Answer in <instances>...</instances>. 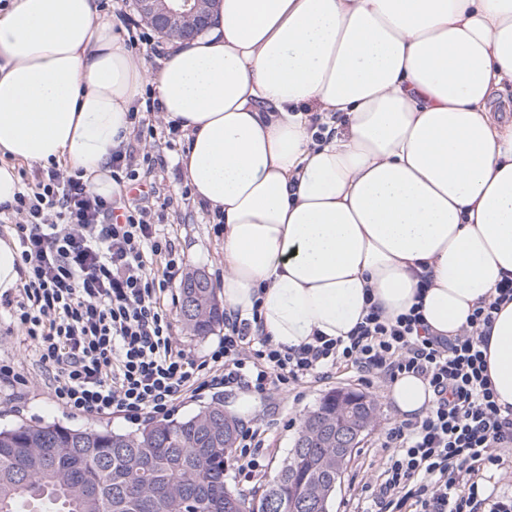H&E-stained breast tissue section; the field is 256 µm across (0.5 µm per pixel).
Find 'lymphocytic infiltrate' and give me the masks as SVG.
<instances>
[{
  "mask_svg": "<svg viewBox=\"0 0 512 512\" xmlns=\"http://www.w3.org/2000/svg\"><path fill=\"white\" fill-rule=\"evenodd\" d=\"M0 213L14 226L24 276L21 288L0 295V314L67 410L137 421L169 415L190 392L263 397L344 366L385 384L410 373L434 399L385 431L390 453L357 512H512V497L486 491L487 471L512 447V409L498 403L479 348L512 300L511 279L451 338L434 334L419 306L392 319L373 307L347 338L282 348L258 317L229 308L223 336L194 357L174 339L167 302L181 259L150 206L96 196L80 176L51 168ZM263 445L261 426L240 427L235 476L260 475Z\"/></svg>",
  "mask_w": 512,
  "mask_h": 512,
  "instance_id": "1",
  "label": "lymphocytic infiltrate"
}]
</instances>
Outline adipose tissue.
<instances>
[{
  "label": "adipose tissue",
  "instance_id": "obj_1",
  "mask_svg": "<svg viewBox=\"0 0 512 512\" xmlns=\"http://www.w3.org/2000/svg\"><path fill=\"white\" fill-rule=\"evenodd\" d=\"M152 84L194 201L224 218L226 305L273 344L347 337L370 305L422 304L452 337L512 278V0H219L206 33L135 57L92 0L0 15V205L15 162L62 164L111 197L110 160ZM333 113L314 140L308 111ZM430 280L422 288V280ZM512 407V302L487 345ZM400 414L432 391L401 376Z\"/></svg>",
  "mask_w": 512,
  "mask_h": 512
}]
</instances>
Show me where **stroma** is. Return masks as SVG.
I'll list each match as a JSON object with an SVG mask.
<instances>
[{"label":"stroma","mask_w":512,"mask_h":512,"mask_svg":"<svg viewBox=\"0 0 512 512\" xmlns=\"http://www.w3.org/2000/svg\"><path fill=\"white\" fill-rule=\"evenodd\" d=\"M184 147V135L180 132L147 144L148 152H158L166 158L165 168L155 173V194L150 206L153 211L164 212V221L183 260L184 271L205 272L218 287L224 279V237L214 232L213 217L208 209L185 193L187 180L177 161ZM1 358L13 360L19 371L28 377L29 384L19 388L0 383V422L7 424L20 416L33 421H60L75 426H95L105 421L116 431L136 430V423L116 415L103 420L97 416L75 414L59 406L44 383V376L30 347L23 344L20 333L8 330L3 322H0ZM341 388L363 393L377 404L374 424L352 453L333 501L332 512H354L362 486L372 484L387 454L382 446V435L391 424L399 421L400 414L387 399V387L368 386L359 380L355 372L344 368L333 371L326 378L306 380L291 391H275L269 397L260 398L252 416L268 421V435L262 450L267 467L261 479L252 482L229 478L230 488L247 493L261 492L266 481L274 476L287 457L302 416L315 408L326 393Z\"/></svg>","instance_id":"35a3bbf8"}]
</instances>
